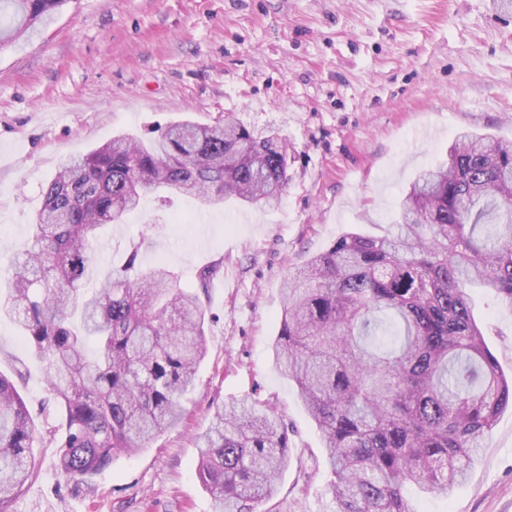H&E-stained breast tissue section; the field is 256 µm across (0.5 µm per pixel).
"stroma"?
Listing matches in <instances>:
<instances>
[{"label":"stroma","mask_w":512,"mask_h":512,"mask_svg":"<svg viewBox=\"0 0 512 512\" xmlns=\"http://www.w3.org/2000/svg\"><path fill=\"white\" fill-rule=\"evenodd\" d=\"M231 117L288 143L280 203H175L155 222L145 198L93 247V278L164 262L206 308L207 353L185 416L138 454L85 481L35 448L37 480L8 512H216L195 437L217 404L276 407L290 461L269 512H334L321 438L292 381L273 367L281 288L347 232L393 231L401 198L461 131L512 140V13L497 0H65L0 48V288L60 161L121 132ZM218 272L199 291L197 272ZM476 315L512 374V313L480 289ZM0 372L31 410L48 397L40 363L0 315ZM422 512H512V409L450 493Z\"/></svg>","instance_id":"stroma-1"}]
</instances>
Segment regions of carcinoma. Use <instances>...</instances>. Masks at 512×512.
I'll return each instance as SVG.
<instances>
[{"label":"carcinoma","mask_w":512,"mask_h":512,"mask_svg":"<svg viewBox=\"0 0 512 512\" xmlns=\"http://www.w3.org/2000/svg\"><path fill=\"white\" fill-rule=\"evenodd\" d=\"M11 40L65 0H4ZM286 145L233 118L174 122L145 139L112 137L63 160L42 188L0 310L45 365L57 423L38 421L0 373V512L36 480L47 441L82 481L174 427L206 354L205 310L160 262L127 263L85 287L94 241L155 197L206 207L279 202ZM396 232H349L284 280L273 364L298 387L332 474L335 512H419L405 495L449 492L465 479L499 415L505 375L472 308L484 285L512 310V140L462 132L402 199ZM198 477L218 512H254L288 466V429L247 399L215 407L197 436Z\"/></svg>","instance_id":"obj_1"}]
</instances>
